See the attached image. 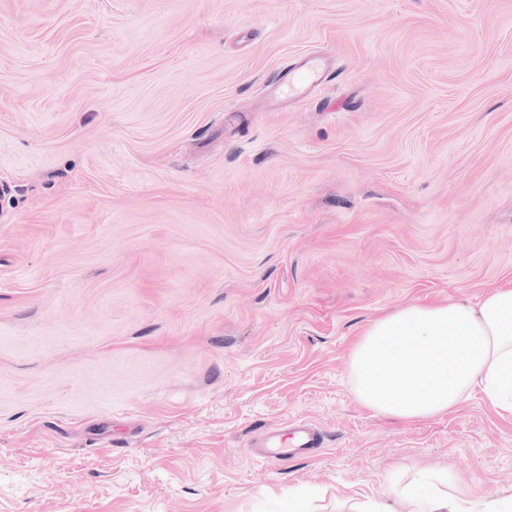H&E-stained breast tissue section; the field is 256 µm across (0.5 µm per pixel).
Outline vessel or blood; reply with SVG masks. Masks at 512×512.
<instances>
[{
  "mask_svg": "<svg viewBox=\"0 0 512 512\" xmlns=\"http://www.w3.org/2000/svg\"><path fill=\"white\" fill-rule=\"evenodd\" d=\"M326 78V66L321 59L308 56L290 71L288 87L299 99L310 89L321 86ZM323 446L324 436L317 424L301 419L267 428L253 442L250 453L267 464L278 465L299 455L316 453Z\"/></svg>",
  "mask_w": 512,
  "mask_h": 512,
  "instance_id": "b4317fda",
  "label": "vessel or blood"
}]
</instances>
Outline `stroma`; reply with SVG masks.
Wrapping results in <instances>:
<instances>
[{"instance_id": "1", "label": "stroma", "mask_w": 512, "mask_h": 512, "mask_svg": "<svg viewBox=\"0 0 512 512\" xmlns=\"http://www.w3.org/2000/svg\"><path fill=\"white\" fill-rule=\"evenodd\" d=\"M0 185V512L512 495L481 392L404 422L347 379L374 320L512 281V0H0ZM295 418L319 453L251 457ZM326 65L317 56L305 57L289 72L288 87L300 99L310 89L321 86L327 79ZM405 484H393L390 495L402 498L408 512H473L470 500L448 469L425 467L413 473Z\"/></svg>"}]
</instances>
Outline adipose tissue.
I'll list each match as a JSON object with an SVG mask.
<instances>
[{
  "instance_id": "1",
  "label": "adipose tissue",
  "mask_w": 512,
  "mask_h": 512,
  "mask_svg": "<svg viewBox=\"0 0 512 512\" xmlns=\"http://www.w3.org/2000/svg\"><path fill=\"white\" fill-rule=\"evenodd\" d=\"M348 378L359 402L406 422L448 413L476 389L512 413V282L475 303L406 304L373 321L352 348ZM388 492L408 512H473L443 468L418 469Z\"/></svg>"
}]
</instances>
